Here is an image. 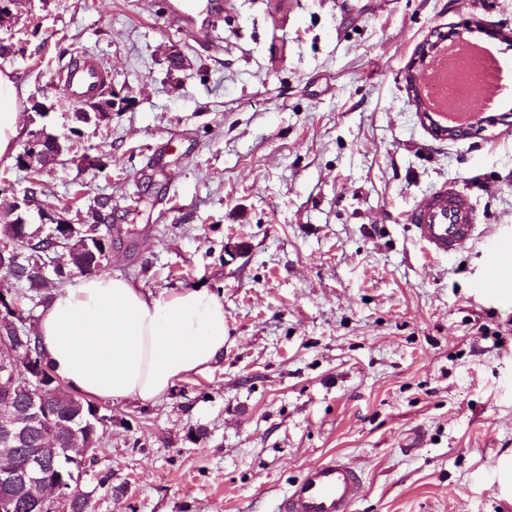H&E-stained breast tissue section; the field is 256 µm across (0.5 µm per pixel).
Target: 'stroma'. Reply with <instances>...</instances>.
<instances>
[{"label": "stroma", "mask_w": 512, "mask_h": 512, "mask_svg": "<svg viewBox=\"0 0 512 512\" xmlns=\"http://www.w3.org/2000/svg\"><path fill=\"white\" fill-rule=\"evenodd\" d=\"M20 10L22 51L0 71L26 130L72 150L37 175L0 158V218L35 176L31 224L109 196L103 273L224 296L221 363L154 404L98 401L92 512H274L333 456L364 478L354 512H505L512 293L479 284L483 237H512V116L434 139L403 74L433 32L476 21L503 30L512 65V0H224L208 46L170 28L162 0ZM81 52L116 102L97 127L56 81ZM105 153L103 169L82 162ZM448 181L480 240L431 257L408 217Z\"/></svg>", "instance_id": "stroma-1"}]
</instances>
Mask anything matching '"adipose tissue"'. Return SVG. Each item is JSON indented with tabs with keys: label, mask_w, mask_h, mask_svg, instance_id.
<instances>
[{
	"label": "adipose tissue",
	"mask_w": 512,
	"mask_h": 512,
	"mask_svg": "<svg viewBox=\"0 0 512 512\" xmlns=\"http://www.w3.org/2000/svg\"><path fill=\"white\" fill-rule=\"evenodd\" d=\"M22 130L16 79L0 72V158L14 154ZM35 336L45 365L82 398L154 403L223 360L224 298L93 274L51 293Z\"/></svg>",
	"instance_id": "ef3b65f1"
}]
</instances>
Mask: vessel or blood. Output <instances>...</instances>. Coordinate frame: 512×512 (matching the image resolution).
Returning a JSON list of instances; mask_svg holds the SVG:
<instances>
[{
    "mask_svg": "<svg viewBox=\"0 0 512 512\" xmlns=\"http://www.w3.org/2000/svg\"><path fill=\"white\" fill-rule=\"evenodd\" d=\"M224 12L223 0H167L164 13L167 24L189 38H196L199 25H212ZM464 43L480 50L495 51V40L486 34L463 30L450 37H439L429 57L437 59L448 48ZM425 65L419 96L425 112L423 119L433 138L455 135L464 139L473 132L494 124L499 111L512 106L503 99L484 111L446 112L435 104L430 92L434 71ZM103 73L96 58L85 56L62 72L59 81L65 93L75 98L90 94ZM426 253L433 257L456 253L477 232L476 212L468 194L455 184L435 189L409 216ZM512 284V246L488 242L484 250L483 287L503 288ZM365 491L363 477L355 468L332 458L315 463L302 473L282 495L275 512H354V505Z\"/></svg>",
    "mask_w": 512,
    "mask_h": 512,
    "instance_id": "b4317fda",
    "label": "vessel or blood"
}]
</instances>
